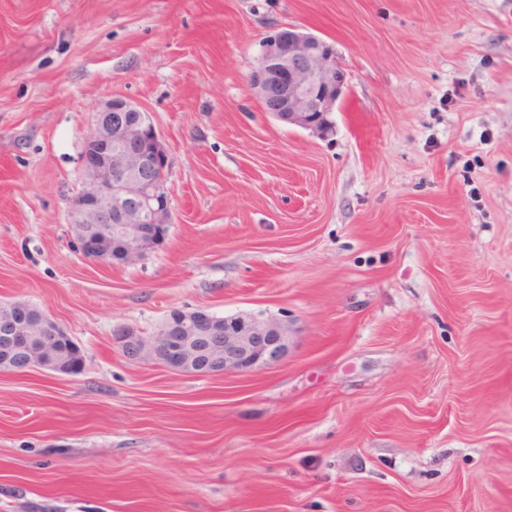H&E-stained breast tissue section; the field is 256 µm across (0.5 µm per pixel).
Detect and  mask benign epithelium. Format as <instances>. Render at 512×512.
I'll return each instance as SVG.
<instances>
[{
    "label": "benign epithelium",
    "mask_w": 512,
    "mask_h": 512,
    "mask_svg": "<svg viewBox=\"0 0 512 512\" xmlns=\"http://www.w3.org/2000/svg\"><path fill=\"white\" fill-rule=\"evenodd\" d=\"M253 96L264 111L288 125L327 136L330 115L344 98L347 73L335 47L322 38L284 27L264 37L249 76ZM136 116L118 128L112 113ZM122 149L112 152V144ZM153 167L154 181L139 172ZM81 176L83 189L71 199L69 219L75 249L88 259L113 266H130L162 243L171 210L167 151L148 115L132 100L111 95L92 115L85 137ZM114 227H108V224ZM4 341L23 353L18 365L5 358L0 372L29 370L73 375L83 369L84 355L71 367L62 359V345L71 340L64 328L45 313L29 316L17 301L0 310ZM288 321L251 313L220 318L202 309L171 311L148 335L118 326L112 335L123 357L150 362L195 376L242 374L283 361L291 348Z\"/></svg>",
    "instance_id": "1"
}]
</instances>
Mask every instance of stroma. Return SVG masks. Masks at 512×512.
<instances>
[{
  "label": "stroma",
  "instance_id": "35a3bbf8",
  "mask_svg": "<svg viewBox=\"0 0 512 512\" xmlns=\"http://www.w3.org/2000/svg\"><path fill=\"white\" fill-rule=\"evenodd\" d=\"M335 45L320 137L263 112L259 44ZM119 94L168 152L139 263L72 246L84 137ZM81 347L0 373V512H512V0H0V302ZM295 328L200 377L112 329L172 310Z\"/></svg>",
  "mask_w": 512,
  "mask_h": 512
}]
</instances>
